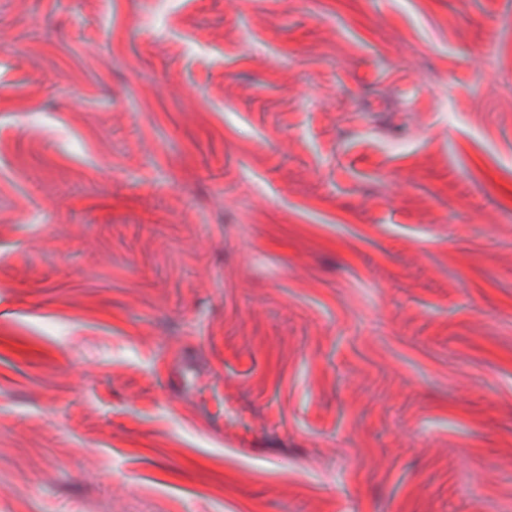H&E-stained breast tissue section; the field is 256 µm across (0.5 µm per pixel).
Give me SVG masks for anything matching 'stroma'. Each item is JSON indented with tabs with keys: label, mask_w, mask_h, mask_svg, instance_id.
<instances>
[{
	"label": "stroma",
	"mask_w": 512,
	"mask_h": 512,
	"mask_svg": "<svg viewBox=\"0 0 512 512\" xmlns=\"http://www.w3.org/2000/svg\"><path fill=\"white\" fill-rule=\"evenodd\" d=\"M0 512H512V0H0Z\"/></svg>",
	"instance_id": "1"
}]
</instances>
